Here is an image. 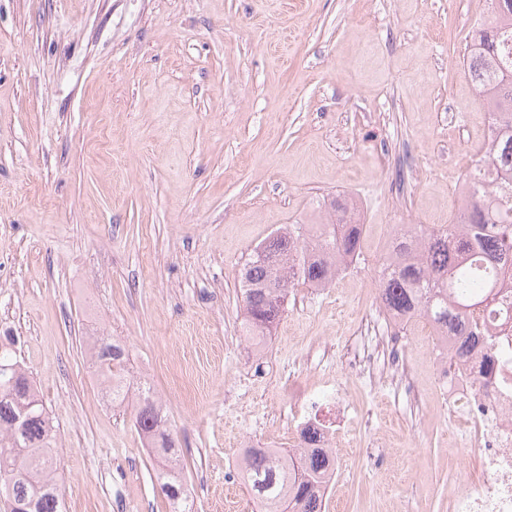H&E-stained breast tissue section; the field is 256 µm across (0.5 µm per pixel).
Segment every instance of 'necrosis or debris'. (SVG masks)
<instances>
[{
  "mask_svg": "<svg viewBox=\"0 0 512 512\" xmlns=\"http://www.w3.org/2000/svg\"><path fill=\"white\" fill-rule=\"evenodd\" d=\"M388 319L391 329L383 344L389 353L385 372L391 381L417 403L432 399L439 410L456 408L469 419L465 445L475 451L481 470L455 496L453 512H512V269L503 271L497 303L479 320L486 344L465 353L456 337L429 329L433 392L415 385L403 364V338L397 330L403 316L392 312ZM338 402L330 392H310L297 402L295 424L311 438L313 447L334 449L335 436L319 412Z\"/></svg>",
  "mask_w": 512,
  "mask_h": 512,
  "instance_id": "necrosis-or-debris-1",
  "label": "necrosis or debris"
}]
</instances>
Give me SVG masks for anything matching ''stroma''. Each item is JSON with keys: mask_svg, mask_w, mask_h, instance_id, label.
Wrapping results in <instances>:
<instances>
[{"mask_svg": "<svg viewBox=\"0 0 512 512\" xmlns=\"http://www.w3.org/2000/svg\"><path fill=\"white\" fill-rule=\"evenodd\" d=\"M486 0H0V327L55 426L66 512H168L136 394L112 405L91 346L129 353L195 512H237L249 438L294 443L297 389H336L326 512H451L477 458L464 421L350 374L381 367L379 265L398 224L450 223L490 119L465 64ZM361 205L362 255L293 288L262 344L238 288L255 246ZM424 327L405 361L433 391Z\"/></svg>", "mask_w": 512, "mask_h": 512, "instance_id": "obj_1", "label": "stroma"}]
</instances>
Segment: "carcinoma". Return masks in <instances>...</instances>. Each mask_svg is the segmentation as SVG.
Returning a JSON list of instances; mask_svg holds the SVG:
<instances>
[{
  "label": "carcinoma",
  "mask_w": 512,
  "mask_h": 512,
  "mask_svg": "<svg viewBox=\"0 0 512 512\" xmlns=\"http://www.w3.org/2000/svg\"><path fill=\"white\" fill-rule=\"evenodd\" d=\"M491 18L475 33L467 64L474 85L486 96L495 126L512 120V59L501 54L512 39V0H492ZM464 184L473 200L453 223L421 232L418 260L410 258L416 240L400 234L392 241L396 259L379 270L387 306L402 315L420 312L433 324L476 341V312L496 301L497 264L512 258V134L488 143ZM348 204L333 199L326 229L309 237L302 224H290L270 236L240 270L246 335L257 342L271 335L284 316L290 289L302 282L325 283L330 275L324 257L361 254L362 230L347 216ZM95 363L110 381L112 403L123 402L130 390L121 375L127 357L110 336L93 343ZM19 361L0 350V512L28 506V512H63L53 473V424L26 373L16 375ZM137 430L163 456L176 454L175 441L151 388L138 391ZM329 458L319 452L280 457L276 448H251L242 471L254 512H321L317 478ZM170 512H194L188 490L175 469L157 475Z\"/></svg>",
  "instance_id": "1"
}]
</instances>
